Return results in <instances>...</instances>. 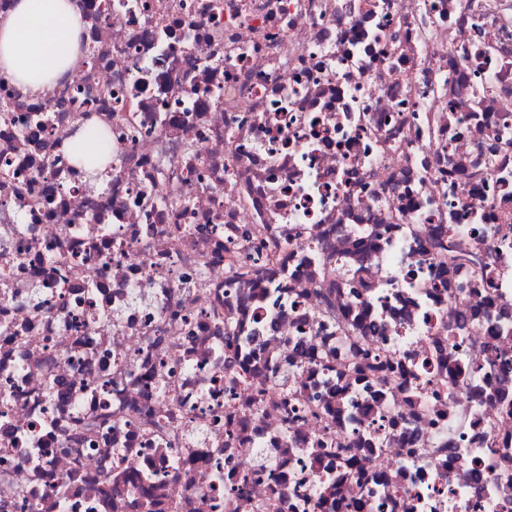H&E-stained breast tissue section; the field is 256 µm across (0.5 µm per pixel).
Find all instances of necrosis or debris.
<instances>
[{
  "mask_svg": "<svg viewBox=\"0 0 512 512\" xmlns=\"http://www.w3.org/2000/svg\"><path fill=\"white\" fill-rule=\"evenodd\" d=\"M75 5L0 75V512H512V0ZM81 31L71 0H14L0 19V73L25 95L44 97L80 52Z\"/></svg>",
  "mask_w": 512,
  "mask_h": 512,
  "instance_id": "1",
  "label": "necrosis or debris"
}]
</instances>
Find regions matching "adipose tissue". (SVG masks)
Listing matches in <instances>:
<instances>
[{"instance_id": "obj_1", "label": "adipose tissue", "mask_w": 512, "mask_h": 512, "mask_svg": "<svg viewBox=\"0 0 512 512\" xmlns=\"http://www.w3.org/2000/svg\"><path fill=\"white\" fill-rule=\"evenodd\" d=\"M81 31L71 0H13L0 19V73L25 95L44 97L80 52Z\"/></svg>"}]
</instances>
